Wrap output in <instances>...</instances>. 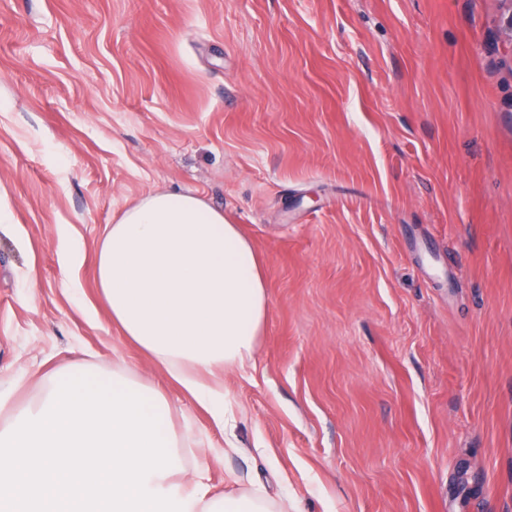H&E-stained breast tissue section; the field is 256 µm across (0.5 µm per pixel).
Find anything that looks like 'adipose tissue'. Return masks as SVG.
Returning <instances> with one entry per match:
<instances>
[{"label": "adipose tissue", "mask_w": 512, "mask_h": 512, "mask_svg": "<svg viewBox=\"0 0 512 512\" xmlns=\"http://www.w3.org/2000/svg\"><path fill=\"white\" fill-rule=\"evenodd\" d=\"M96 269L124 335L229 423L224 373L253 361L267 313L251 241L202 196L156 192L107 225ZM174 414L125 365L58 370L0 427V512H274L257 491L210 496L207 464L186 474Z\"/></svg>", "instance_id": "1"}]
</instances>
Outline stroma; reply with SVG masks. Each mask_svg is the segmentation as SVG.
<instances>
[{"label":"stroma","mask_w":512,"mask_h":512,"mask_svg":"<svg viewBox=\"0 0 512 512\" xmlns=\"http://www.w3.org/2000/svg\"><path fill=\"white\" fill-rule=\"evenodd\" d=\"M506 0H0V392L68 364L160 387L211 494L293 512H512ZM223 209L267 317L234 425L113 324L107 224ZM80 256L61 269L63 248Z\"/></svg>","instance_id":"obj_1"}]
</instances>
